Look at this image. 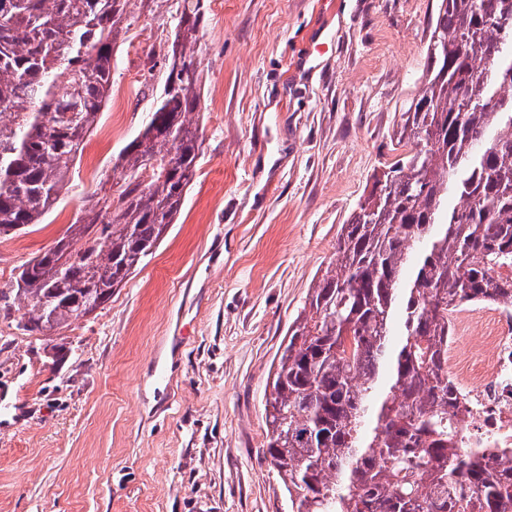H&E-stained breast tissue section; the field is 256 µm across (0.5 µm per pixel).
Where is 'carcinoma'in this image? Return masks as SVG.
<instances>
[{"instance_id":"cac0c4a2","label":"carcinoma","mask_w":512,"mask_h":512,"mask_svg":"<svg viewBox=\"0 0 512 512\" xmlns=\"http://www.w3.org/2000/svg\"><path fill=\"white\" fill-rule=\"evenodd\" d=\"M175 2L148 121L0 300L47 334L94 313L176 223L196 175L202 0ZM131 0H0V230L40 224L101 119ZM403 149L288 327L266 458L296 512H512V451L456 447L448 336L467 305H512V0H438ZM496 458L494 466L488 464Z\"/></svg>"}]
</instances>
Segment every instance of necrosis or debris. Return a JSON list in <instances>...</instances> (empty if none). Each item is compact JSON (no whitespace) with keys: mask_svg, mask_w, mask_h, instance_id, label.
<instances>
[{"mask_svg":"<svg viewBox=\"0 0 512 512\" xmlns=\"http://www.w3.org/2000/svg\"><path fill=\"white\" fill-rule=\"evenodd\" d=\"M479 336L448 343V377L465 393L455 426L459 448H512V305L489 308Z\"/></svg>","mask_w":512,"mask_h":512,"instance_id":"obj_1","label":"necrosis or debris"}]
</instances>
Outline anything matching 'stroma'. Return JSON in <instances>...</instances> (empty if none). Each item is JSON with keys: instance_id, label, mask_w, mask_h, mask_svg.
I'll return each instance as SVG.
<instances>
[{"instance_id": "1", "label": "stroma", "mask_w": 512, "mask_h": 512, "mask_svg": "<svg viewBox=\"0 0 512 512\" xmlns=\"http://www.w3.org/2000/svg\"><path fill=\"white\" fill-rule=\"evenodd\" d=\"M436 0H205L201 158L181 215L111 299L49 335L0 308V512H289L269 375L373 176L397 158ZM97 128L0 289L76 220L142 128L174 12L131 0Z\"/></svg>"}]
</instances>
